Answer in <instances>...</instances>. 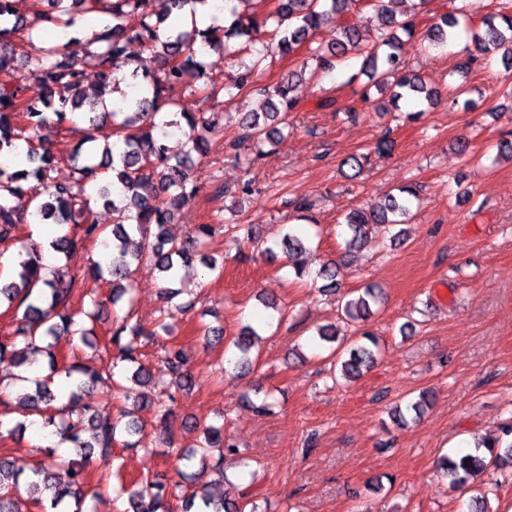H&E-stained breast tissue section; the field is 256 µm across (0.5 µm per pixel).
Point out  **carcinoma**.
Wrapping results in <instances>:
<instances>
[{
  "mask_svg": "<svg viewBox=\"0 0 512 512\" xmlns=\"http://www.w3.org/2000/svg\"><path fill=\"white\" fill-rule=\"evenodd\" d=\"M253 1L262 2L224 0V16L232 17L227 26L213 25L200 30L194 25L163 40L160 26L173 10L187 7L193 15L196 5L207 0H109L104 8L101 0H37L41 5L36 12L37 21L65 35L76 26L79 12L104 9L107 18L86 39L85 55L80 58L68 50L66 43L35 42L30 24L17 13L12 0H0V155L17 151L24 142L29 164L13 171L0 164V243L13 239L17 226L24 223L26 215L13 205V200L27 195L28 202L35 203L30 215L40 223L67 226L66 232L51 242L53 251L66 258L90 243L98 242L105 249L82 278L61 265L49 272L41 256L27 254L19 261L17 274L0 279V303L22 311L17 334L0 340V363L31 368L36 364V356L47 358L48 373L41 375L36 371L32 377L16 376V380L26 383L25 392L15 397L16 404L44 415L43 427L55 428L61 441L70 443L75 451L73 458H59L54 447H47L44 458L33 468V479L26 482L27 493L38 503L44 502L43 492H51L45 512H85L83 487L90 460L97 456L106 468H112L117 435H132L139 429V420L132 412L123 410L117 418L99 414L83 402L86 392L104 386L117 387L125 398H133L134 407H156L160 426L167 431L176 393L192 384L187 352L177 342L162 349L161 373L142 363L143 348L156 339V331L146 328L129 313L112 330L105 347L108 363L99 368L77 362L65 364L59 359L57 345L64 336L87 343V329L71 312L72 303L78 298H89L93 310L85 312V317L95 318L106 301L115 303L130 293L124 281L136 262L148 260L155 265L163 282L161 294L169 301L179 294V270L195 258H200L211 272L223 269L216 259L203 253L215 234V226L195 224L181 238L168 232L183 199L196 190L195 166L206 158L210 140L229 114L227 110L206 112L192 108V103H204L223 91L211 83L200 59V46L218 48L227 58L243 52L257 56L258 61L243 65L233 84L239 91L248 88L270 96L267 111L243 113L239 117L257 157L266 154L265 144L274 146L287 138L284 129L288 128V113L299 108L293 81L305 73L301 68L289 72L273 87L262 84L259 61L274 52L293 56L305 46L308 58L316 62L317 68L327 70L347 54L361 57V71L368 77L380 72L394 78L390 84L375 83L380 93L388 94L387 106L394 112L401 111V101L406 98L429 105L438 100L439 92L423 82L400 52L401 35L415 33L416 18L406 15L402 20L396 19L384 0H278L274 11L266 15L238 11V4L249 6ZM359 3L377 13L380 27L361 29L349 23L347 14ZM132 12L142 16L137 29L124 24V18ZM333 19L338 26L335 44L326 49L313 46L314 32ZM270 20L275 26L267 32V38L257 37L260 28ZM462 22L468 23L465 13L459 18L442 15L424 36L443 44L455 36ZM470 35L475 52H467L462 68H473L489 53L500 51L512 58V13L485 17L482 27ZM131 42L151 51L157 67H135L130 77L139 82V95L129 98L124 94L109 109L105 96L118 89L116 73L129 64L127 48ZM29 76L49 90L47 97L39 101L24 97L21 81ZM76 111L83 120L106 130L104 148L101 157L84 161L80 160L81 150H76L70 157L71 179L56 181L50 172L57 156L38 133ZM184 126L188 128L189 150L185 158L173 160L164 139L167 131ZM224 156L239 167L248 168L253 163L250 156L240 153L235 142L224 147ZM94 194L112 206V225H101L92 219L90 201ZM418 197L417 185L410 183L398 187L377 206L350 212L345 220V252L360 248L374 224L395 226L408 222L410 207ZM223 228L247 243L257 240L253 224H225ZM133 234L145 239L142 249L129 250ZM281 246L284 256L294 261L296 276L307 274L306 260L297 258L307 250V239L297 228H288ZM339 275L340 266L335 262L322 264L318 271V277L325 281L321 292L336 294L340 288ZM91 281L112 286L108 300L100 299L96 290L88 287ZM379 304V292L368 285L355 290L354 296L342 299L341 312L352 323L365 322L374 316L372 307ZM255 335L254 329L246 326L233 341L238 351L237 367L241 369L251 367ZM379 356L376 338L364 334L363 340L338 352L341 377L348 383L361 379L376 365ZM60 372L65 373L72 389L67 402L58 405L51 384ZM431 402L432 396L422 391L418 400L406 408L395 406L391 418L404 423L405 412L412 411L418 417ZM502 433V438L483 443L485 455L475 452L441 459L439 469L446 475L451 490H472L477 478L491 467L502 471L504 481L512 479V421L503 424ZM235 455L236 445L224 435V426L202 427L194 449L177 455L185 466H198L196 472L180 471L186 482L181 512H273L269 504L263 508L257 505L247 487H235L237 495L233 497L227 489L216 496L211 491L212 483L201 482V477L210 470L221 482L230 484L224 461ZM59 468L66 470L67 480L63 482L57 478ZM19 490L20 473L9 459L0 457V512H19L15 502ZM126 493L131 512H168L166 496L170 490L154 477L132 481Z\"/></svg>",
  "mask_w": 512,
  "mask_h": 512,
  "instance_id": "cac0c4a2",
  "label": "carcinoma"
}]
</instances>
